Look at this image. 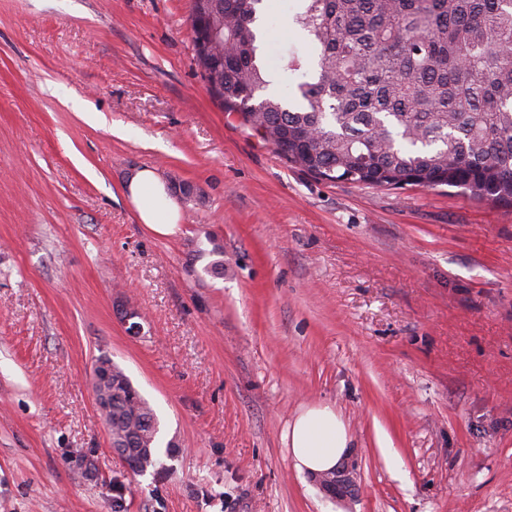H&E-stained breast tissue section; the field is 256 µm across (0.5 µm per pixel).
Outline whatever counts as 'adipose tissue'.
<instances>
[{"mask_svg":"<svg viewBox=\"0 0 512 512\" xmlns=\"http://www.w3.org/2000/svg\"><path fill=\"white\" fill-rule=\"evenodd\" d=\"M126 191L138 208L141 222L151 231L161 236L176 233L178 204L154 169L138 170L128 181ZM283 439L295 468L313 475L336 470L352 446L342 416L328 405L302 410L288 423Z\"/></svg>","mask_w":512,"mask_h":512,"instance_id":"1","label":"adipose tissue"}]
</instances>
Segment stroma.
Returning <instances> with one entry per match:
<instances>
[{
	"instance_id": "obj_1",
	"label": "stroma",
	"mask_w": 512,
	"mask_h": 512,
	"mask_svg": "<svg viewBox=\"0 0 512 512\" xmlns=\"http://www.w3.org/2000/svg\"><path fill=\"white\" fill-rule=\"evenodd\" d=\"M191 7L0 0V512H512V206L290 167L209 93ZM145 166L174 235L126 195ZM104 356L160 470L111 447ZM314 404L352 438L333 492L282 440ZM130 199L136 204L142 224L160 236H171L177 231L179 207L170 196L166 184L152 168L138 170L126 184ZM145 195L151 201L145 202Z\"/></svg>"
}]
</instances>
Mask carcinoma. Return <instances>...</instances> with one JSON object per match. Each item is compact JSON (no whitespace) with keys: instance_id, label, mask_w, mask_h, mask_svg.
I'll use <instances>...</instances> for the list:
<instances>
[{"instance_id":"cac0c4a2","label":"carcinoma","mask_w":512,"mask_h":512,"mask_svg":"<svg viewBox=\"0 0 512 512\" xmlns=\"http://www.w3.org/2000/svg\"><path fill=\"white\" fill-rule=\"evenodd\" d=\"M266 0H207L192 34L224 111L316 179L372 187L461 188L512 204V0H298L292 25L315 65L295 103L271 91L259 21ZM112 438L157 464L159 422L112 365Z\"/></svg>"}]
</instances>
